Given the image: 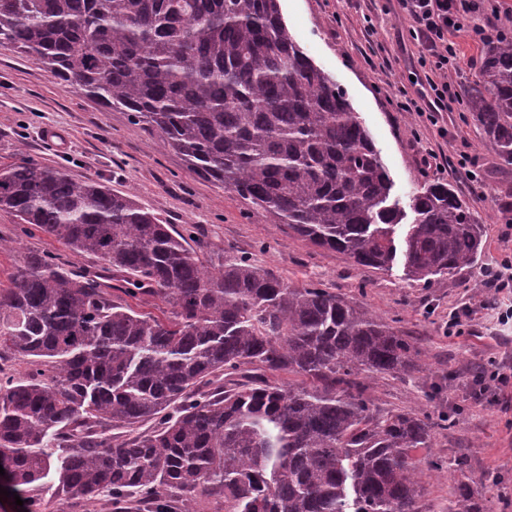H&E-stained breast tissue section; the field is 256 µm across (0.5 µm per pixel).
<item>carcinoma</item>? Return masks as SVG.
I'll return each mask as SVG.
<instances>
[{
  "label": "carcinoma",
  "mask_w": 512,
  "mask_h": 512,
  "mask_svg": "<svg viewBox=\"0 0 512 512\" xmlns=\"http://www.w3.org/2000/svg\"><path fill=\"white\" fill-rule=\"evenodd\" d=\"M0 43L158 136L188 169L356 264L429 287L474 264L476 213L447 183H392L346 93L289 35L280 0H0ZM467 106L512 162V38L486 43ZM0 210L103 262L26 256L0 288V465L32 492L111 512H424L420 449L440 423L385 408L374 382L417 343L325 288H291L227 252L213 272L134 195L23 158ZM170 306L163 319L107 293ZM301 377L276 384L271 376ZM110 422L119 435L95 427ZM452 512H480L458 484Z\"/></svg>",
  "instance_id": "cac0c4a2"
}]
</instances>
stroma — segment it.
<instances>
[{
    "mask_svg": "<svg viewBox=\"0 0 512 512\" xmlns=\"http://www.w3.org/2000/svg\"><path fill=\"white\" fill-rule=\"evenodd\" d=\"M283 21L312 62L342 88L358 113L392 181L391 201L408 209L413 191L451 184L482 224L475 264L438 278L431 287L406 280L401 264L389 270L357 265L322 249L284 224L263 223L254 205L235 191L188 170L163 141L53 77L34 60L0 45V170L28 158L92 178L133 194L189 244L205 246L208 265L220 267L225 252L246 256L295 288L327 289L368 314L414 337L422 351L419 370L376 382L387 408H414L447 416L422 463L441 462L443 472L427 487V512H449L458 474L454 461H469L468 475L483 512H512V387L474 397L475 372L496 361L512 370V321L499 323L484 304L494 296L482 269L512 252L504 240L512 210V163L482 146L471 112L438 114L437 124L397 111L398 88L416 95L422 78L421 48L412 40L398 0H280ZM67 133L64 150L46 145L43 132ZM484 182L471 188L469 173ZM0 288L9 286L31 252L50 255L79 271L100 270L92 256H77L56 237L18 223L0 211ZM470 314V331L448 335L450 312Z\"/></svg>",
    "mask_w": 512,
    "mask_h": 512,
    "instance_id": "1",
    "label": "stroma"
}]
</instances>
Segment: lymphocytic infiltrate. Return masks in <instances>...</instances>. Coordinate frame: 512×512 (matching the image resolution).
Returning a JSON list of instances; mask_svg holds the SVG:
<instances>
[{
	"label": "lymphocytic infiltrate",
	"mask_w": 512,
	"mask_h": 512,
	"mask_svg": "<svg viewBox=\"0 0 512 512\" xmlns=\"http://www.w3.org/2000/svg\"><path fill=\"white\" fill-rule=\"evenodd\" d=\"M410 22L409 34L421 47L420 65L425 71L430 96L425 102L399 96L396 105L423 117L431 112L452 111L458 91L451 80L462 59L458 40L474 44L499 34V27L475 23V15L499 16L498 0H399Z\"/></svg>",
	"instance_id": "1"
}]
</instances>
